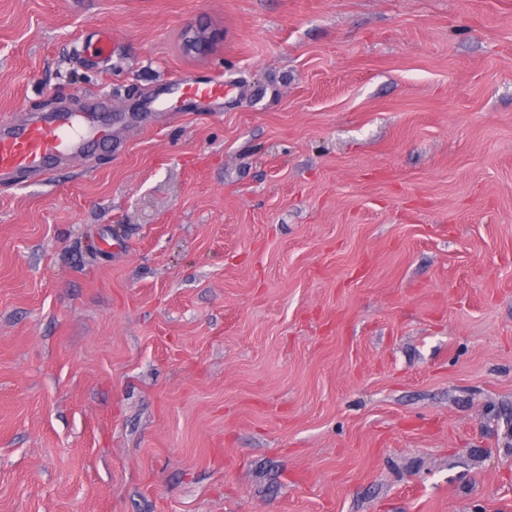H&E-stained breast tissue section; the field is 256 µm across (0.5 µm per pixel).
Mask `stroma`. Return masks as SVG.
Returning <instances> with one entry per match:
<instances>
[{
  "label": "stroma",
  "mask_w": 512,
  "mask_h": 512,
  "mask_svg": "<svg viewBox=\"0 0 512 512\" xmlns=\"http://www.w3.org/2000/svg\"><path fill=\"white\" fill-rule=\"evenodd\" d=\"M98 100L0 186V512H512V0H0V117ZM211 43V36L201 28L189 27L183 33V48L188 53H206ZM230 85H225L224 79L219 75L218 79L210 80L207 83H195L185 81L181 83L180 94L183 101H194L199 98L217 97L224 95Z\"/></svg>",
  "instance_id": "35a3bbf8"
}]
</instances>
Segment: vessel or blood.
Instances as JSON below:
<instances>
[{
    "label": "vessel or blood",
    "mask_w": 512,
    "mask_h": 512,
    "mask_svg": "<svg viewBox=\"0 0 512 512\" xmlns=\"http://www.w3.org/2000/svg\"><path fill=\"white\" fill-rule=\"evenodd\" d=\"M223 79L205 83L183 82L184 101L224 95ZM109 129L97 119L96 109L61 110L24 124L0 119V182H18L32 175L45 176L67 160L89 153L110 141Z\"/></svg>",
    "instance_id": "b4317fda"
}]
</instances>
